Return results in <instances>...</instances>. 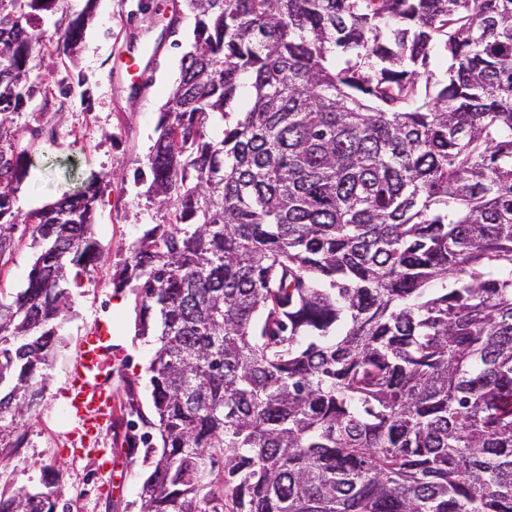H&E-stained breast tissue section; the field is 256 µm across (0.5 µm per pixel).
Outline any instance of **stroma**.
Returning a JSON list of instances; mask_svg holds the SVG:
<instances>
[{
  "label": "stroma",
  "mask_w": 512,
  "mask_h": 512,
  "mask_svg": "<svg viewBox=\"0 0 512 512\" xmlns=\"http://www.w3.org/2000/svg\"><path fill=\"white\" fill-rule=\"evenodd\" d=\"M144 1L97 0L74 57L55 55L53 44H35L29 78L39 91L12 114L6 143L30 159L16 192L23 211L54 203L93 175L109 179L98 197L94 225L105 261L73 283L75 305L61 324L64 342L48 387L31 412L22 447L0 466V490L56 483L57 512H139L149 474L145 444L159 440L148 373L153 347L136 334L134 288H114L112 275L143 232L163 221L136 173L146 167L162 107L183 55L192 49L193 21L184 19L178 34L168 35L162 18L171 0H148V12ZM149 41L160 45V68L140 100L127 69ZM35 258L30 226L16 225L11 251L0 259V296L26 286ZM101 329L108 336L104 360L112 366V421L98 434L99 447L108 451L103 460L73 446L65 398L67 371L81 337Z\"/></svg>",
  "instance_id": "1"
}]
</instances>
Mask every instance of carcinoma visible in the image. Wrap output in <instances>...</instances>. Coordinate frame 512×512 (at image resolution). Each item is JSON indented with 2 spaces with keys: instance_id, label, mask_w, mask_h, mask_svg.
Returning <instances> with one entry per match:
<instances>
[{
  "instance_id": "carcinoma-1",
  "label": "carcinoma",
  "mask_w": 512,
  "mask_h": 512,
  "mask_svg": "<svg viewBox=\"0 0 512 512\" xmlns=\"http://www.w3.org/2000/svg\"><path fill=\"white\" fill-rule=\"evenodd\" d=\"M97 0L55 28L80 43ZM57 0H0V140ZM138 286L162 451L140 512H512V0H187ZM27 287L0 300V465L104 261L100 185L15 208ZM0 512H56L42 491Z\"/></svg>"
}]
</instances>
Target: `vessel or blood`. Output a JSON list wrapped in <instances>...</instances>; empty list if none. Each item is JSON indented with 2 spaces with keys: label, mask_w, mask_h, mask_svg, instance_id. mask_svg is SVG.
<instances>
[{
  "label": "vessel or blood",
  "mask_w": 512,
  "mask_h": 512,
  "mask_svg": "<svg viewBox=\"0 0 512 512\" xmlns=\"http://www.w3.org/2000/svg\"><path fill=\"white\" fill-rule=\"evenodd\" d=\"M105 338L88 333L79 345L67 384V406L78 431L93 435L112 419V372L103 362Z\"/></svg>",
  "instance_id": "vessel-or-blood-1"
}]
</instances>
